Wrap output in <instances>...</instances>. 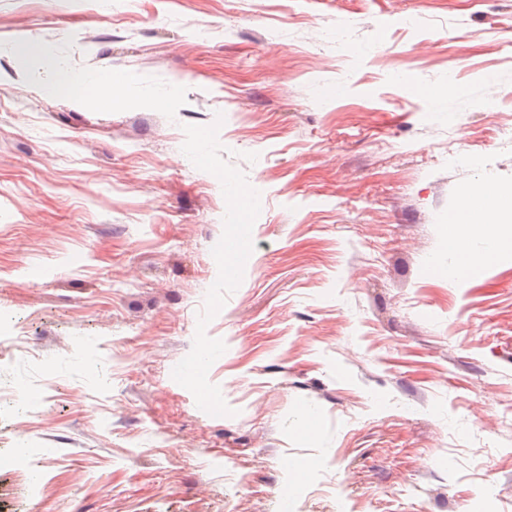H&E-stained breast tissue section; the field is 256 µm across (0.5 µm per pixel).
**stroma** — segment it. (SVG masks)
Here are the masks:
<instances>
[{
	"label": "stroma",
	"instance_id": "stroma-1",
	"mask_svg": "<svg viewBox=\"0 0 512 512\" xmlns=\"http://www.w3.org/2000/svg\"><path fill=\"white\" fill-rule=\"evenodd\" d=\"M480 187L512 0H0V512H512ZM511 223V197L507 202L498 193L485 189L474 191L448 216L450 233L444 245L455 256V262L448 269L436 272L451 279H461L494 262L501 251L512 249ZM475 230L488 231L492 240L491 248L482 254L471 253L465 244L466 237Z\"/></svg>",
	"mask_w": 512,
	"mask_h": 512
}]
</instances>
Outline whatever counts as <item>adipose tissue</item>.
<instances>
[{
  "label": "adipose tissue",
  "instance_id": "obj_1",
  "mask_svg": "<svg viewBox=\"0 0 512 512\" xmlns=\"http://www.w3.org/2000/svg\"><path fill=\"white\" fill-rule=\"evenodd\" d=\"M448 224L450 232L444 245L455 257L453 265L444 271L448 278L466 277L494 262L500 252L512 249V200H505L498 193L485 189L474 191L449 214ZM482 226L489 229L492 246L484 253H471L466 238Z\"/></svg>",
  "mask_w": 512,
  "mask_h": 512
}]
</instances>
